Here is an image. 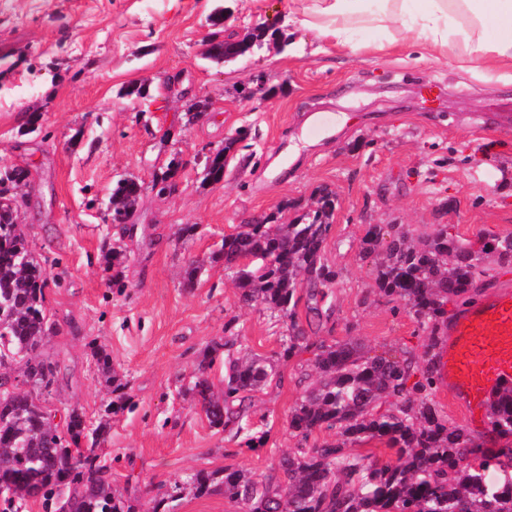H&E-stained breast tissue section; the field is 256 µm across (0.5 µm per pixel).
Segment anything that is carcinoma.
I'll return each mask as SVG.
<instances>
[{"instance_id":"obj_1","label":"carcinoma","mask_w":512,"mask_h":512,"mask_svg":"<svg viewBox=\"0 0 512 512\" xmlns=\"http://www.w3.org/2000/svg\"><path fill=\"white\" fill-rule=\"evenodd\" d=\"M247 42L213 40L206 57L222 64L244 55ZM248 136V130L239 131L226 150ZM224 151L205 157L203 181H224ZM27 182L24 168L0 172V368L22 366L27 385L19 388L0 371V512H19L26 500L40 502L45 512H135L132 501L112 489L104 463L111 421L101 417L89 424L74 406L63 410L61 429L41 403L58 364L41 357L42 342L52 332L45 307L48 279L17 223L18 190ZM143 190L136 178L115 183L112 223H127ZM335 211V195L323 190L316 208L295 220L280 224L274 215L259 216L224 236L211 260H223L224 270L235 275L243 303L258 301L288 320V336L275 360L251 355L236 336L224 337L204 352L186 389L210 427L238 434L252 394L279 378L278 362L313 349L319 379L288 420L297 448L280 457L276 474L264 479L226 466L176 480L172 491L157 493L153 512H170L168 501L186 486L198 497L222 493L244 512H512V448L504 452L506 463L481 455L468 432L448 425L431 398L439 381L438 350L448 341L445 305L485 274V247L452 236L446 224L423 236L419 246L408 243L412 231L401 225H366L361 248L375 259L378 293L404 302L428 332L422 360L409 352L366 356L352 342H310L296 316L301 288H307L308 312L320 320L319 303L336 287V270L324 258ZM494 241L498 259L512 262V234ZM246 256L269 257L270 265L259 272L241 264ZM106 261L112 284L120 285L126 256L114 248ZM205 265L204 259H189L184 287L197 285ZM219 356L225 369L220 394L209 377ZM92 357L112 388V409H124L128 383L114 373L104 348L93 347ZM413 376L417 381L409 388ZM491 424L512 434V390L493 400ZM323 430L336 431L338 440L307 446ZM374 439L396 449V459L380 463L350 449Z\"/></svg>"}]
</instances>
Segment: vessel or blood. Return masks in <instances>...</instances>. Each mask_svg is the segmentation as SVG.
<instances>
[{
	"label": "vessel or blood",
	"instance_id": "vessel-or-blood-1",
	"mask_svg": "<svg viewBox=\"0 0 512 512\" xmlns=\"http://www.w3.org/2000/svg\"><path fill=\"white\" fill-rule=\"evenodd\" d=\"M444 383L468 412L512 385V293L493 292L448 324L441 360Z\"/></svg>",
	"mask_w": 512,
	"mask_h": 512
}]
</instances>
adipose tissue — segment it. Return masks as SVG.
Segmentation results:
<instances>
[{"mask_svg": "<svg viewBox=\"0 0 512 512\" xmlns=\"http://www.w3.org/2000/svg\"><path fill=\"white\" fill-rule=\"evenodd\" d=\"M288 21L354 52L355 32L376 28L386 45L453 59L490 84L512 81V0H289Z\"/></svg>", "mask_w": 512, "mask_h": 512, "instance_id": "adipose-tissue-1", "label": "adipose tissue"}]
</instances>
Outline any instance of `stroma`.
<instances>
[{"label": "stroma", "mask_w": 512, "mask_h": 512, "mask_svg": "<svg viewBox=\"0 0 512 512\" xmlns=\"http://www.w3.org/2000/svg\"><path fill=\"white\" fill-rule=\"evenodd\" d=\"M229 6L225 33L267 22L294 53L256 49L215 65L209 21ZM288 0H0V169L28 172L17 213L49 278L56 330L40 348L61 374L47 407L107 415L112 395L91 356L104 347L128 383L132 410L111 416L105 453L112 486L151 512L158 492L196 471L232 466L263 478L296 448L288 416L316 378L312 353L281 362L280 382L257 392L249 424L261 445L212 429L184 390L203 351L230 334L273 358L287 323L242 303L235 279L211 255L253 217L293 220L321 189L336 196L325 258L339 274L330 319L312 339L349 338L369 355L422 356L428 334L402 302L375 290V263L361 253L369 224L417 232L447 225L476 240L512 233V82L494 92L457 63L414 51L352 53L288 27ZM264 82L266 98L249 97ZM140 86L144 97L128 96ZM207 112L187 122L190 103ZM334 114L318 135L312 118ZM224 180L203 183V162L240 127ZM176 189L152 190L171 158ZM125 176L146 187L126 234L108 213ZM196 225L189 240L181 225ZM125 251L124 287L104 256ZM206 258L196 287L183 285L191 257ZM432 398L487 448L512 447L491 430L488 410L469 414L437 384Z\"/></svg>", "instance_id": "1"}]
</instances>
